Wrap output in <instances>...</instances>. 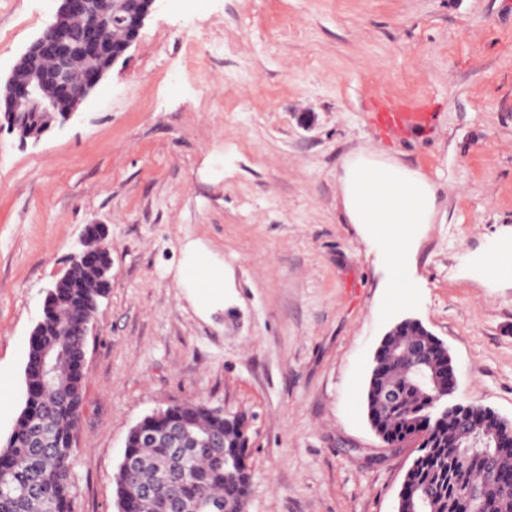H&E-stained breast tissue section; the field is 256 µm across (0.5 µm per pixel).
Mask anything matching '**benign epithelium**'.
<instances>
[{
  "mask_svg": "<svg viewBox=\"0 0 512 512\" xmlns=\"http://www.w3.org/2000/svg\"><path fill=\"white\" fill-rule=\"evenodd\" d=\"M52 20L26 47L10 77L0 86V113L21 141L40 139L57 126L70 122L78 105L97 87L105 74L137 38L159 0H57ZM39 115L35 126L20 121L19 113ZM100 250L82 249L69 259L68 268L107 270L109 253L104 226H98ZM213 414L224 424L238 426L241 443L249 448V419L229 415L222 407ZM183 414L176 404L144 416L133 430L148 436L168 435V447L183 448Z\"/></svg>",
  "mask_w": 512,
  "mask_h": 512,
  "instance_id": "benign-epithelium-1",
  "label": "benign epithelium"
}]
</instances>
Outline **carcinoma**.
Returning <instances> with one entry per match:
<instances>
[{"label": "carcinoma", "instance_id": "cac0c4a2", "mask_svg": "<svg viewBox=\"0 0 512 512\" xmlns=\"http://www.w3.org/2000/svg\"><path fill=\"white\" fill-rule=\"evenodd\" d=\"M74 282L76 287L61 288L50 298L43 316L66 333L49 329L29 341L24 406L0 446V512H76L71 464L85 405V374L79 365L86 337L73 335L78 310L71 300L79 297L84 312L94 314L106 288L92 271H76ZM429 339L411 322L386 337V345ZM47 347L55 368L50 380L35 370ZM421 370L426 383L403 359L392 357L364 391L367 415L383 425L386 444L398 449L416 445L403 481V512H512V447L484 444L508 431L509 423L485 416L471 403H433L448 390L444 352L436 351ZM385 386L401 387L404 399L382 407L377 390ZM180 406L190 415L189 435L207 444L181 458L166 447L162 435L142 442L127 439L125 452L137 457L140 467L131 474L119 466L117 512H244L250 470L230 466L224 456L238 443V433L213 415L205 400Z\"/></svg>", "mask_w": 512, "mask_h": 512}]
</instances>
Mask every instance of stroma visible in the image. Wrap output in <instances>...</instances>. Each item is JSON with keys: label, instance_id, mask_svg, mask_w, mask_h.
<instances>
[{"label": "stroma", "instance_id": "1", "mask_svg": "<svg viewBox=\"0 0 512 512\" xmlns=\"http://www.w3.org/2000/svg\"><path fill=\"white\" fill-rule=\"evenodd\" d=\"M55 8L0 0V81ZM430 117L378 137L371 104ZM375 153L435 189L414 235V301L343 205L345 165ZM90 224L110 289L87 336L73 457L77 512H116L130 429L204 399L250 419L244 512H396L414 452L371 429L364 385L406 317L444 342L461 402L512 419V0H159L76 117L39 141L0 129V444L24 404L46 288ZM224 264L203 310L188 243Z\"/></svg>", "mask_w": 512, "mask_h": 512}]
</instances>
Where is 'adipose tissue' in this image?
Returning <instances> with one entry per match:
<instances>
[{
	"instance_id": "1",
	"label": "adipose tissue",
	"mask_w": 512,
	"mask_h": 512,
	"mask_svg": "<svg viewBox=\"0 0 512 512\" xmlns=\"http://www.w3.org/2000/svg\"><path fill=\"white\" fill-rule=\"evenodd\" d=\"M431 184L417 173L368 156L349 162L344 176V207L351 223L371 226L380 249L387 255L393 281L409 293L410 238L415 227L429 223L434 205ZM183 271L187 285L204 305L224 294V269L200 244L187 248Z\"/></svg>"
}]
</instances>
